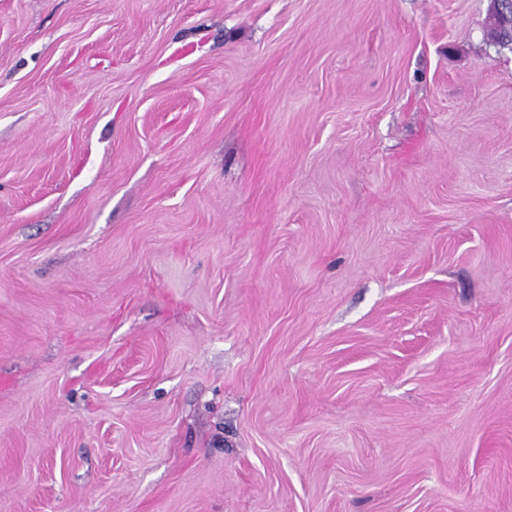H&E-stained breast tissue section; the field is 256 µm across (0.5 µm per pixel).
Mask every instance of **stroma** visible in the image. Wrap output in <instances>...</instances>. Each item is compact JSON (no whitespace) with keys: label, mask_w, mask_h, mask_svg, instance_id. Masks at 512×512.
I'll use <instances>...</instances> for the list:
<instances>
[{"label":"stroma","mask_w":512,"mask_h":512,"mask_svg":"<svg viewBox=\"0 0 512 512\" xmlns=\"http://www.w3.org/2000/svg\"><path fill=\"white\" fill-rule=\"evenodd\" d=\"M490 0H0V512H512Z\"/></svg>","instance_id":"1"}]
</instances>
